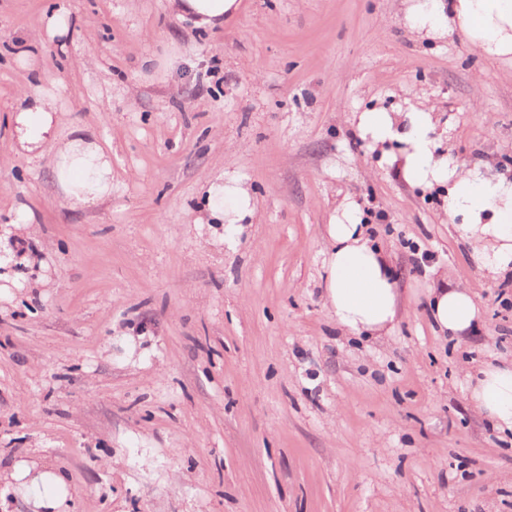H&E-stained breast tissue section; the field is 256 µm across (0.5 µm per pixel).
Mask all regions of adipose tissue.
<instances>
[{
	"instance_id": "1",
	"label": "adipose tissue",
	"mask_w": 512,
	"mask_h": 512,
	"mask_svg": "<svg viewBox=\"0 0 512 512\" xmlns=\"http://www.w3.org/2000/svg\"><path fill=\"white\" fill-rule=\"evenodd\" d=\"M171 11L200 29L223 25L237 0H169ZM417 30H459L489 58L512 56V0H414L409 9ZM11 115L17 156L50 160V176L62 199L91 208L112 197V154L86 128L60 133L61 95L42 87L19 94ZM430 112H363L357 130L386 164H398L404 179L426 189L446 188L444 206L470 247L479 271L493 280L512 272V180L488 174L483 164L467 165L441 153L432 137ZM250 194L240 182L210 184L198 218L234 224L253 216ZM324 297L337 324L354 336L390 338L398 318V292L389 255L362 224L358 207L342 204L326 226ZM429 313L441 331L459 337L480 319L481 309L467 288L441 284L429 291ZM467 398L474 411L501 432L512 433V360L497 356L468 376ZM10 477L17 486L42 484L38 512H64L69 496L63 477L20 461Z\"/></svg>"
}]
</instances>
